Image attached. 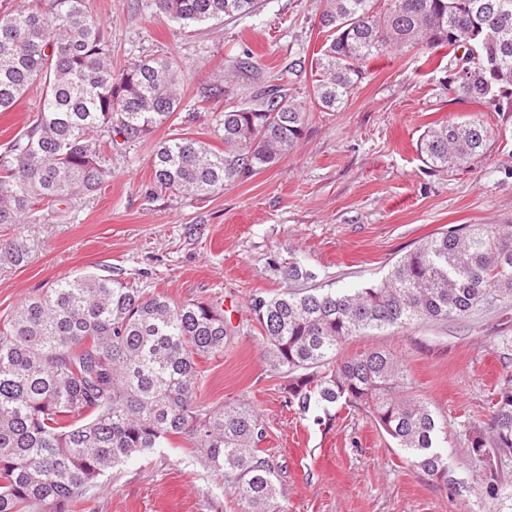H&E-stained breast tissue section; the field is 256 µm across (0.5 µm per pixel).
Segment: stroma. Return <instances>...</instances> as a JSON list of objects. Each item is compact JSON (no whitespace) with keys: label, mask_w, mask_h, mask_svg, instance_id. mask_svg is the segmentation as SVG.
I'll return each mask as SVG.
<instances>
[{"label":"stroma","mask_w":512,"mask_h":512,"mask_svg":"<svg viewBox=\"0 0 512 512\" xmlns=\"http://www.w3.org/2000/svg\"><path fill=\"white\" fill-rule=\"evenodd\" d=\"M112 42V64L175 54L184 64L181 114L190 131L216 138L203 115V87L233 84L249 101L277 84L308 102L311 62L324 36V0H260L248 16L196 32L163 20L156 0H90ZM250 53L253 67L237 60ZM444 50H391L374 60L347 104L312 113L306 133L277 164L188 199L152 190L151 153L167 128L140 144L112 149V178L101 191L62 208L48 224L0 226V314L55 281L84 274L138 278L172 302H221L236 328L231 345L200 364L197 398L245 403L263 419L261 446L282 467L288 512H497L475 494L455 495L415 473L368 413L300 414L286 403V382L262 354L250 303L280 293L281 267L298 258L329 288L381 280L402 255L459 224L512 225V112H482L455 98L438 67ZM482 113L492 131L486 154L467 168L433 170L416 146L424 131ZM512 335V303L464 320L359 336L351 355L380 348L401 357L418 394L448 423L452 475L476 482L462 428L488 423L496 387L512 375L497 339ZM87 512H236L223 480L187 442L159 448L108 473Z\"/></svg>","instance_id":"stroma-1"}]
</instances>
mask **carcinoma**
Instances as JSON below:
<instances>
[{
    "label": "carcinoma",
    "mask_w": 512,
    "mask_h": 512,
    "mask_svg": "<svg viewBox=\"0 0 512 512\" xmlns=\"http://www.w3.org/2000/svg\"><path fill=\"white\" fill-rule=\"evenodd\" d=\"M258 0H156L169 21L196 28L252 14ZM327 38L315 62L311 103L335 112L369 64L390 49L463 51L464 80L446 86L491 112H512V0H325ZM477 53H472L470 46ZM493 57L499 75L485 71ZM32 87L37 112L21 137L0 150V225L43 224L112 178L116 137L139 143L179 119L181 62L153 56L112 67V44L89 0H24L0 8V112ZM202 99H230L213 83ZM217 150L174 129L153 151V188L209 196L273 166L303 137L309 115L276 85L249 103L209 113ZM491 130L477 116L425 133L417 151L434 167H469ZM284 279L303 283L255 295L251 310L268 365L288 378V404L363 409L414 471L461 492L444 444L447 424L412 392L406 366L371 348L346 358L355 336L446 323L512 301V225L454 226L423 241L379 283L332 291L299 261ZM224 308L175 304L136 281L82 275L0 316V512H74L101 479L154 451L188 441L219 473L238 512H288L279 501L281 466L260 448L262 418L246 406L197 399L200 361L224 351ZM483 427L463 423L485 498L511 499L512 378L490 401Z\"/></svg>",
    "instance_id": "cac0c4a2"
}]
</instances>
